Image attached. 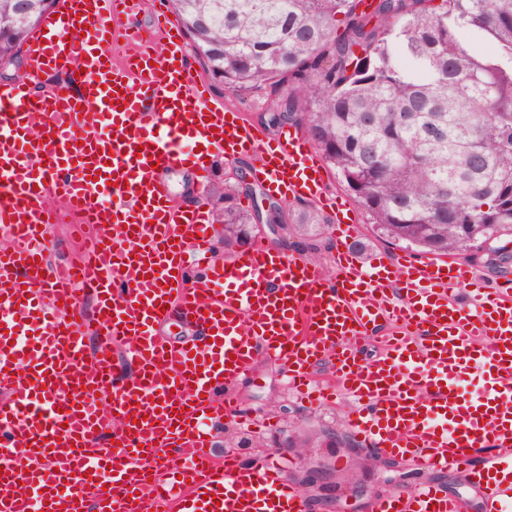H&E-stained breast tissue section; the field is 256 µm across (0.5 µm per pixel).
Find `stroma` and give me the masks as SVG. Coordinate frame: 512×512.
I'll use <instances>...</instances> for the list:
<instances>
[{
    "label": "stroma",
    "instance_id": "stroma-1",
    "mask_svg": "<svg viewBox=\"0 0 512 512\" xmlns=\"http://www.w3.org/2000/svg\"><path fill=\"white\" fill-rule=\"evenodd\" d=\"M231 163L215 160L207 181H200L192 167H178L166 179L174 199L182 203L207 200L213 213L224 211V178ZM337 242L332 225L324 223L289 226L286 256L315 252L319 266L330 270ZM236 394L253 418L245 426L216 424L213 431L215 455L234 451L243 466L267 458L283 465L302 490L312 512H368L367 499L358 488L372 489L382 496L396 489L414 488L430 481L444 493L466 500L470 512H481L480 498L457 471L418 470L407 459L396 458L387 466L384 456L365 447L359 436L350 443L333 440V433L350 434L346 410L351 402L337 396L335 404L312 406L298 399L288 387L284 367L261 360L236 384Z\"/></svg>",
    "mask_w": 512,
    "mask_h": 512
}]
</instances>
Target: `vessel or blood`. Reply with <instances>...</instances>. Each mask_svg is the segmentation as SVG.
I'll list each match as a JSON object with an SVG mask.
<instances>
[{"mask_svg":"<svg viewBox=\"0 0 512 512\" xmlns=\"http://www.w3.org/2000/svg\"><path fill=\"white\" fill-rule=\"evenodd\" d=\"M143 0H58L28 50L35 73L80 69L81 88L34 94L0 83V512H309L283 467L215 461L218 412L239 415L234 385L260 357L281 362L308 402L353 399L362 443L421 468L463 470L482 512H512V284L487 287L468 265L408 254L361 261L337 251L326 276L299 256L255 245L186 280L184 243L211 251L210 212L174 202L164 171L249 156L270 195L341 214L320 159L298 131L268 140L209 101L182 31L165 13L163 51L131 24ZM123 39L113 59L109 46ZM63 195L84 260L45 255ZM473 309L457 301L459 289ZM94 296L95 315L82 309ZM175 308L198 329L174 345L155 326ZM99 343L87 352L85 338ZM379 336L373 362L358 342ZM136 365L126 376L114 361ZM329 361L332 382L313 387ZM482 370L486 387L461 384ZM497 448L508 459L470 462ZM371 512H468L432 483L375 498Z\"/></svg>","mask_w":512,"mask_h":512,"instance_id":"vessel-or-blood-1","label":"vessel or blood"}]
</instances>
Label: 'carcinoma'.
<instances>
[{"label": "carcinoma", "mask_w": 512, "mask_h": 512, "mask_svg": "<svg viewBox=\"0 0 512 512\" xmlns=\"http://www.w3.org/2000/svg\"><path fill=\"white\" fill-rule=\"evenodd\" d=\"M56 0H0V60ZM171 0L208 77L303 130L385 242L486 252L512 235V0ZM343 32H338V29ZM494 45L482 55L468 39ZM224 182V246L253 214Z\"/></svg>", "instance_id": "carcinoma-1"}]
</instances>
